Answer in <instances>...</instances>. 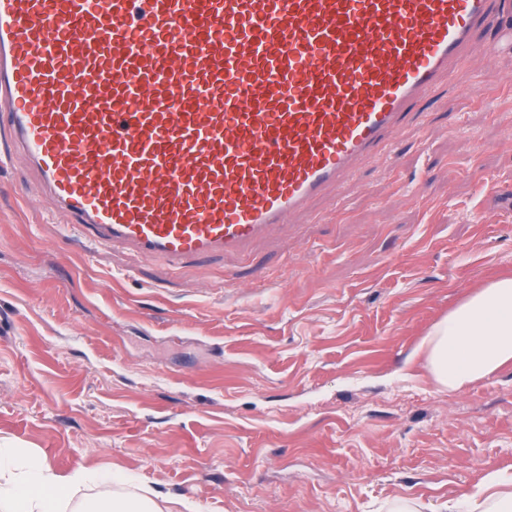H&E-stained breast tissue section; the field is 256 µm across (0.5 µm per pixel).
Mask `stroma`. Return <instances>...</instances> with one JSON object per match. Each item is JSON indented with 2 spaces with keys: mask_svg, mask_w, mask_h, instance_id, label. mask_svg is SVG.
<instances>
[{
  "mask_svg": "<svg viewBox=\"0 0 512 512\" xmlns=\"http://www.w3.org/2000/svg\"><path fill=\"white\" fill-rule=\"evenodd\" d=\"M287 229L173 271L84 247L0 168V440L204 512H412L512 474V365L448 393L426 335L512 276V31ZM265 275L253 283L249 268Z\"/></svg>",
  "mask_w": 512,
  "mask_h": 512,
  "instance_id": "35a3bbf8",
  "label": "stroma"
}]
</instances>
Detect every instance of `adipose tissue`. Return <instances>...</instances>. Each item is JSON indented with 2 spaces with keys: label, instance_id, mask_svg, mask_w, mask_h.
I'll return each mask as SVG.
<instances>
[{
  "label": "adipose tissue",
  "instance_id": "adipose-tissue-1",
  "mask_svg": "<svg viewBox=\"0 0 512 512\" xmlns=\"http://www.w3.org/2000/svg\"><path fill=\"white\" fill-rule=\"evenodd\" d=\"M428 362L449 392L512 363V277L489 282L468 296L428 334ZM96 486L97 496L78 500ZM0 512H202L190 501L170 506L133 480L100 469L59 473L37 452L0 445Z\"/></svg>",
  "mask_w": 512,
  "mask_h": 512
}]
</instances>
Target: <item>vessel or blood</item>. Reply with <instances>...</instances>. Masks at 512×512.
Segmentation results:
<instances>
[{"instance_id": "vessel-or-blood-1", "label": "vessel or blood", "mask_w": 512, "mask_h": 512, "mask_svg": "<svg viewBox=\"0 0 512 512\" xmlns=\"http://www.w3.org/2000/svg\"><path fill=\"white\" fill-rule=\"evenodd\" d=\"M512 0H0V141L84 239L242 256L378 156Z\"/></svg>"}]
</instances>
